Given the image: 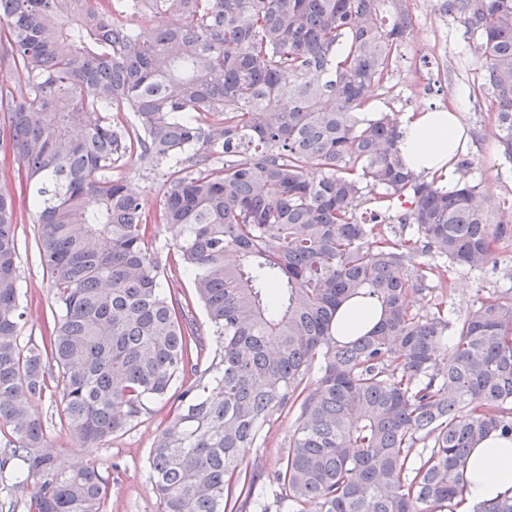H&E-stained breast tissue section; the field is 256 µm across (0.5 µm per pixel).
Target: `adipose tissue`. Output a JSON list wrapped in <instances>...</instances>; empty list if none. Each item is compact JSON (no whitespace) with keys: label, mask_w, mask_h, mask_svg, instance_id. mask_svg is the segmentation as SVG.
<instances>
[{"label":"adipose tissue","mask_w":512,"mask_h":512,"mask_svg":"<svg viewBox=\"0 0 512 512\" xmlns=\"http://www.w3.org/2000/svg\"><path fill=\"white\" fill-rule=\"evenodd\" d=\"M469 128L459 113L422 109L400 130L399 148L406 166L417 174L431 175L447 167L452 154L466 147ZM379 310L352 298L336 313L334 334L347 341L372 329ZM463 497L455 512H472L474 506L496 500L512 491V439L490 433L472 448L463 474Z\"/></svg>","instance_id":"ef3b65f1"}]
</instances>
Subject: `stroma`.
<instances>
[{"mask_svg":"<svg viewBox=\"0 0 512 512\" xmlns=\"http://www.w3.org/2000/svg\"><path fill=\"white\" fill-rule=\"evenodd\" d=\"M437 0H414L413 30L399 49L394 78L404 90L396 95L375 91L368 111L397 114L406 119L419 106L434 110L457 109L470 129L468 154L474 160L469 174L481 194L497 200L512 201V159L505 157L493 137L494 116L487 98L474 96L482 82V71L472 40L464 34L460 22L442 16ZM128 187L147 207L157 206L169 186L168 167L146 169L136 158L126 159L120 169ZM21 271L20 289L26 317L22 340L40 342L52 322L54 308L50 282L42 267L35 241L31 212H24L15 226ZM496 269L472 270L451 266L448 274L447 309L449 316L472 310L478 297H486L512 287L503 270L512 268V242L504 243L496 255ZM164 291L175 293L184 303L190 319L199 325L208 322L197 300L191 281L181 266L167 267L161 280ZM170 406L163 401L150 403L149 410L125 433L113 436L100 448L101 459L120 462L119 471L110 477L105 512H158L159 496L150 477L147 457L158 428L169 416ZM295 413L274 417L261 447L245 448L240 456L245 465L272 473L288 438L295 429Z\"/></svg>","mask_w":512,"mask_h":512,"instance_id":"stroma-1","label":"stroma"}]
</instances>
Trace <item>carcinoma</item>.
I'll use <instances>...</instances> for the list:
<instances>
[{"mask_svg": "<svg viewBox=\"0 0 512 512\" xmlns=\"http://www.w3.org/2000/svg\"><path fill=\"white\" fill-rule=\"evenodd\" d=\"M438 9L477 38L512 159V0ZM142 10L160 20L149 35L132 26ZM412 27L411 0H0V70L14 75L0 153L28 189L0 191V482H34L27 512H105L120 464L95 452L155 400L172 402L148 456L159 512H244L263 475L239 449L295 407L268 477L276 512H445L469 449L512 438V294L462 318L442 294L411 306L431 269L418 253L482 269L512 225L465 179L469 156H454L450 190L406 168L394 115L359 117ZM128 156L180 165L153 211L107 176ZM25 201L55 304L31 346L14 232ZM154 224L179 227L173 249L220 343L204 370L201 334L162 289ZM352 297L381 317L339 342ZM53 379L90 452L68 470L31 408Z\"/></svg>", "mask_w": 512, "mask_h": 512, "instance_id": "1", "label": "carcinoma"}]
</instances>
